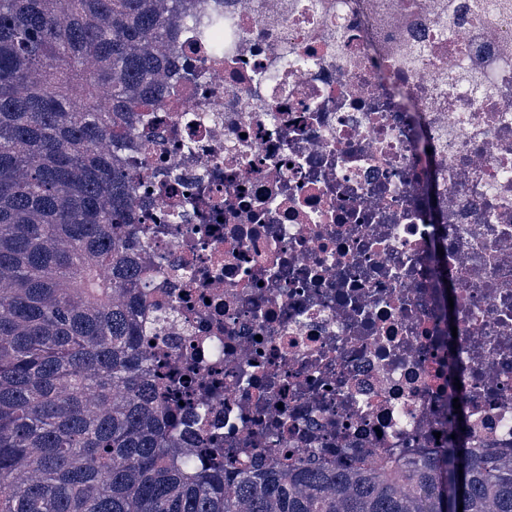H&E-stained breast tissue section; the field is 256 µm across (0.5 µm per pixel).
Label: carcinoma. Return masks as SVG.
<instances>
[{
	"mask_svg": "<svg viewBox=\"0 0 512 512\" xmlns=\"http://www.w3.org/2000/svg\"><path fill=\"white\" fill-rule=\"evenodd\" d=\"M201 7L0 0V512H512V450L469 447L465 420L378 464L256 471L178 447L121 157L170 73L161 48Z\"/></svg>",
	"mask_w": 512,
	"mask_h": 512,
	"instance_id": "obj_1",
	"label": "carcinoma"
}]
</instances>
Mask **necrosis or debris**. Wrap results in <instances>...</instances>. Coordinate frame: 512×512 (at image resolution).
<instances>
[{
    "label": "necrosis or debris",
    "mask_w": 512,
    "mask_h": 512,
    "mask_svg": "<svg viewBox=\"0 0 512 512\" xmlns=\"http://www.w3.org/2000/svg\"><path fill=\"white\" fill-rule=\"evenodd\" d=\"M472 3L212 0L181 28L126 154L156 382L193 369L182 447L434 451L461 387L475 441L512 447V0Z\"/></svg>",
    "instance_id": "4bbe7bcc"
}]
</instances>
